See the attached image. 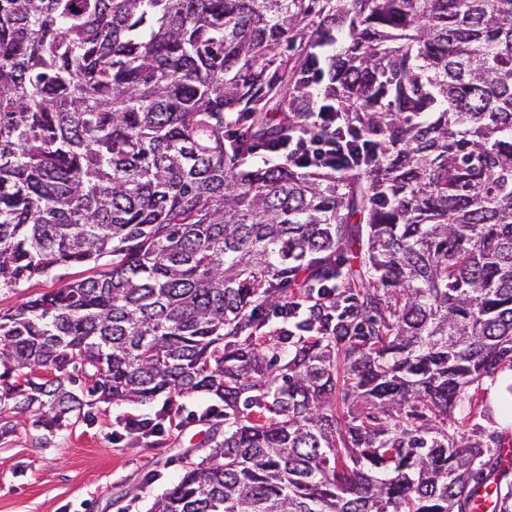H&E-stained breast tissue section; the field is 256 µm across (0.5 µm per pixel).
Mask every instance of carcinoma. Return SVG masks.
Listing matches in <instances>:
<instances>
[{
    "mask_svg": "<svg viewBox=\"0 0 512 512\" xmlns=\"http://www.w3.org/2000/svg\"><path fill=\"white\" fill-rule=\"evenodd\" d=\"M331 106L355 169L241 167ZM74 265L0 313V441L207 393L150 512H512L455 414L512 368V0H0V290ZM88 266L62 267L48 276L36 277L23 283L20 288L14 291H0V311L5 312L28 300L30 297L50 292L65 284L94 274V270H88Z\"/></svg>",
    "mask_w": 512,
    "mask_h": 512,
    "instance_id": "carcinoma-1",
    "label": "carcinoma"
}]
</instances>
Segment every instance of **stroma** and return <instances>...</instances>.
Instances as JSON below:
<instances>
[{"label":"stroma","mask_w":512,"mask_h":512,"mask_svg":"<svg viewBox=\"0 0 512 512\" xmlns=\"http://www.w3.org/2000/svg\"><path fill=\"white\" fill-rule=\"evenodd\" d=\"M88 274L83 266L63 267L15 290H2L0 311ZM177 405L175 426L148 439L127 432L125 424L154 418L155 403L97 404L46 445L40 444L28 416H18L15 433L0 444V512H149L185 463L205 456L209 426L200 421L201 412L222 407L204 394L178 399Z\"/></svg>","instance_id":"stroma-1"}]
</instances>
